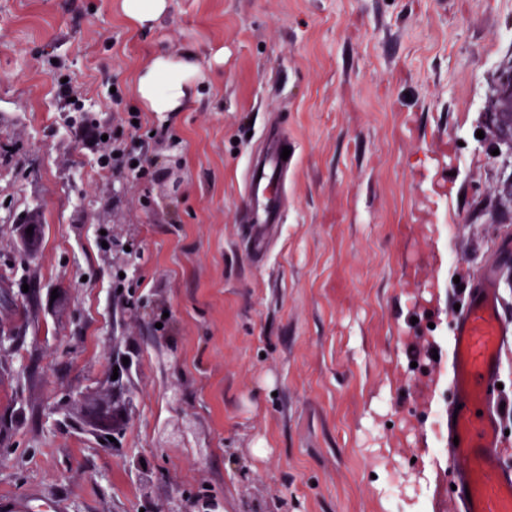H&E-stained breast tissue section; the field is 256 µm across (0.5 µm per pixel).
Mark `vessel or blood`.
Returning a JSON list of instances; mask_svg holds the SVG:
<instances>
[{
	"label": "vessel or blood",
	"instance_id": "obj_1",
	"mask_svg": "<svg viewBox=\"0 0 512 512\" xmlns=\"http://www.w3.org/2000/svg\"><path fill=\"white\" fill-rule=\"evenodd\" d=\"M288 138L269 130L264 153L248 166L250 200L245 222L253 251H264L271 229L283 220L276 184L288 169L281 153ZM507 333L492 274L475 279L452 321L451 403L439 432L445 456L422 449L434 468L436 512H512V467L499 454L501 421L496 384Z\"/></svg>",
	"mask_w": 512,
	"mask_h": 512
}]
</instances>
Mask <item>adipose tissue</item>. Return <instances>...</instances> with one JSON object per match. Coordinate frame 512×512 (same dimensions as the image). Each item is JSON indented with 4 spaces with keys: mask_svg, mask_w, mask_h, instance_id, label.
Returning a JSON list of instances; mask_svg holds the SVG:
<instances>
[{
    "mask_svg": "<svg viewBox=\"0 0 512 512\" xmlns=\"http://www.w3.org/2000/svg\"><path fill=\"white\" fill-rule=\"evenodd\" d=\"M207 78L194 47H185L176 55L161 51L136 75L134 92L147 111L178 112Z\"/></svg>",
    "mask_w": 512,
    "mask_h": 512,
    "instance_id": "ef3b65f1",
    "label": "adipose tissue"
}]
</instances>
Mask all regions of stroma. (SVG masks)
Wrapping results in <instances>:
<instances>
[{"mask_svg": "<svg viewBox=\"0 0 512 512\" xmlns=\"http://www.w3.org/2000/svg\"><path fill=\"white\" fill-rule=\"evenodd\" d=\"M512 0H169L149 29L116 0H0V500L40 512H433L404 456L399 372L427 293L447 350L455 305L499 269L512 332V161L502 72ZM212 76L184 111L143 112L156 50ZM223 50V63L213 54ZM82 92L57 97V78ZM152 178L102 169L81 116ZM294 146L285 218L254 256L245 172L268 128ZM42 224L23 250L19 218ZM109 248H102V240ZM130 361L120 447L63 427L67 390ZM143 469H134V462Z\"/></svg>", "mask_w": 512, "mask_h": 512, "instance_id": "1", "label": "stroma"}]
</instances>
